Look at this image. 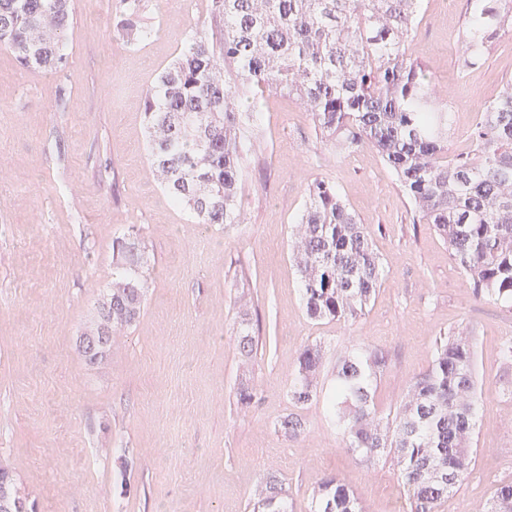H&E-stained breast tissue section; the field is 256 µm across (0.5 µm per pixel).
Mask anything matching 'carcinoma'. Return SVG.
Segmentation results:
<instances>
[{
	"mask_svg": "<svg viewBox=\"0 0 512 512\" xmlns=\"http://www.w3.org/2000/svg\"><path fill=\"white\" fill-rule=\"evenodd\" d=\"M423 0H211L219 33L189 30L184 50L148 92L149 160L171 206L199 224L241 223L243 132L257 121L239 92L296 96L334 149L373 148L412 198L420 220L448 244L475 298L512 306V79L484 108L472 150L448 152L449 112L436 102L429 73L408 51ZM141 0H126L122 36H151ZM512 35V0H469L461 66L481 63ZM74 35L71 0H0V48L27 70L59 71ZM293 258L303 304L315 321L355 319L382 276L369 227L323 180L308 188L294 234ZM150 278L137 233L116 241L112 314L95 322L115 336L140 316ZM475 345L466 329L436 338L427 370L412 381L395 413L375 402L385 354L357 344L336 358L333 386L320 394L322 346L298 357L288 399L323 402L341 447L372 461L393 454L409 512H439L476 462L478 384ZM306 422L289 414L277 425L296 439ZM254 512H288L287 491L268 473ZM311 512H365L338 476L311 491ZM482 512H512V483L494 487Z\"/></svg>",
	"mask_w": 512,
	"mask_h": 512,
	"instance_id": "obj_1",
	"label": "carcinoma"
}]
</instances>
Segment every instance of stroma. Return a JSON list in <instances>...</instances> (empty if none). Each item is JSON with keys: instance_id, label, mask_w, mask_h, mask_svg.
I'll list each match as a JSON object with an SVG mask.
<instances>
[{"instance_id": "35a3bbf8", "label": "stroma", "mask_w": 512, "mask_h": 512, "mask_svg": "<svg viewBox=\"0 0 512 512\" xmlns=\"http://www.w3.org/2000/svg\"><path fill=\"white\" fill-rule=\"evenodd\" d=\"M153 33L125 44L123 0H98L88 20L72 0L75 33L60 72L28 71L0 50V465L29 512H252L267 472L288 512H310L325 476L340 477L367 512H408L393 456L366 463L341 447L321 405L302 409L288 381L305 345L320 344L330 388L337 356L355 344L386 353L375 382L385 410L424 372L437 337L468 328L481 383L476 464L440 512H477L512 482V309L475 299L432 225L378 153L332 150L295 96H254L242 162V221L198 224L172 207L147 157L144 102L211 20L209 0H142ZM466 0H423L409 43L452 114L448 149L470 150L485 104L512 78V38L473 68L459 63ZM333 184L371 231L383 269L378 293L348 321L307 317L290 233L314 179ZM138 231L151 277L136 323L90 364L78 339L112 281V246ZM255 338L251 360L236 336ZM256 398L243 407L241 380ZM297 413L307 431L280 436Z\"/></svg>"}]
</instances>
